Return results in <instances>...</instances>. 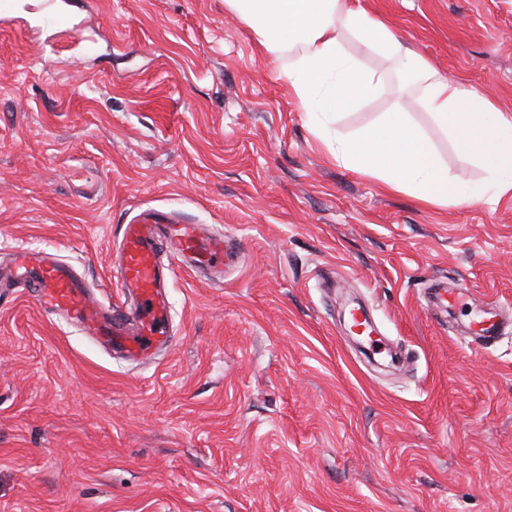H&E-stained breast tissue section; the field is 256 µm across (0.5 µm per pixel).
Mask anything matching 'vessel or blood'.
Masks as SVG:
<instances>
[{
  "label": "vessel or blood",
  "instance_id": "b4317fda",
  "mask_svg": "<svg viewBox=\"0 0 512 512\" xmlns=\"http://www.w3.org/2000/svg\"><path fill=\"white\" fill-rule=\"evenodd\" d=\"M115 249L114 277L122 296L133 300L131 311L104 305L84 278L47 250L15 248L9 263L0 268V285L29 289L42 311L66 314L87 335L144 362L171 343L167 288L172 270L162 262V253L215 276L236 258L224 237L205 235L201 225L182 223L154 209L125 224Z\"/></svg>",
  "mask_w": 512,
  "mask_h": 512
}]
</instances>
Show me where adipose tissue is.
Wrapping results in <instances>:
<instances>
[{"label": "adipose tissue", "instance_id": "adipose-tissue-1", "mask_svg": "<svg viewBox=\"0 0 512 512\" xmlns=\"http://www.w3.org/2000/svg\"><path fill=\"white\" fill-rule=\"evenodd\" d=\"M224 8L241 19L272 59L288 58L284 75L336 162L426 205L445 206L467 196L404 105L355 136L334 129L338 110L384 80L350 53L354 41L387 59L404 87L419 91L434 121L455 131L459 153L484 162L496 193L512 190V114L494 111L490 100L464 80L439 76L363 0H224Z\"/></svg>", "mask_w": 512, "mask_h": 512}]
</instances>
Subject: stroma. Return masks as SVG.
Returning <instances> with one entry per match:
<instances>
[{
	"label": "stroma",
	"instance_id": "stroma-1",
	"mask_svg": "<svg viewBox=\"0 0 512 512\" xmlns=\"http://www.w3.org/2000/svg\"><path fill=\"white\" fill-rule=\"evenodd\" d=\"M364 2L512 113V0ZM400 99L474 198L425 206L336 163L224 0L0 23V259L53 251L117 305L137 208L241 251L220 285L174 266V341L146 363L0 297V512H512V191L478 197L483 162L388 74L336 126ZM344 294L400 368L356 347ZM480 308L495 339L467 332Z\"/></svg>",
	"mask_w": 512,
	"mask_h": 512
}]
</instances>
